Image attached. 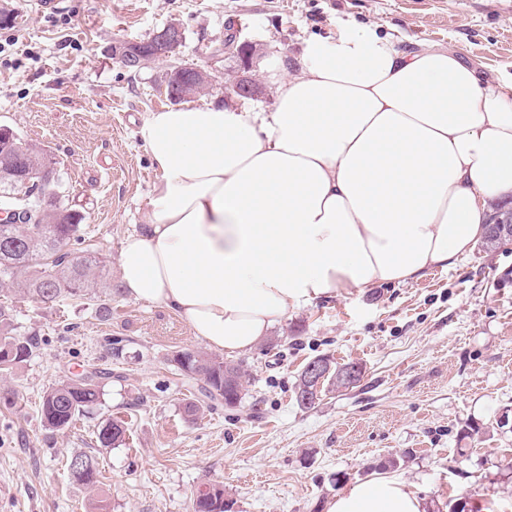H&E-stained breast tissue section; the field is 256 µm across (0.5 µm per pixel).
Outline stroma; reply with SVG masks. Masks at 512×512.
Returning <instances> with one entry per match:
<instances>
[{"label": "stroma", "mask_w": 512, "mask_h": 512, "mask_svg": "<svg viewBox=\"0 0 512 512\" xmlns=\"http://www.w3.org/2000/svg\"><path fill=\"white\" fill-rule=\"evenodd\" d=\"M0 126L47 150L58 193L84 216V237L102 247L117 278L124 239L140 231L160 173L137 135L148 113L170 107L164 77L199 66L212 78L196 105L238 104L227 87L260 85L253 108L271 111L274 74L308 39L359 23L399 35L411 51L447 45L483 80L512 77V0H0ZM184 42L133 74L114 42H141L168 22ZM254 49L250 69L241 46ZM43 304L0 293L15 334L34 340L25 361L0 371L15 394L0 405V512H191L198 488L223 484L233 512H326L350 485L393 468L427 512L466 500L512 512V243L476 244L449 270L406 283L352 288L291 312L269 342L239 355L247 385L238 406L185 412L197 390L172 365L180 349H202L171 308L114 294ZM354 361V388L324 387L300 409L294 388L319 356ZM112 371L101 401L71 426L49 431L41 398L84 372ZM124 442L101 447L110 419ZM92 456L91 490L70 476L71 455Z\"/></svg>", "instance_id": "stroma-1"}]
</instances>
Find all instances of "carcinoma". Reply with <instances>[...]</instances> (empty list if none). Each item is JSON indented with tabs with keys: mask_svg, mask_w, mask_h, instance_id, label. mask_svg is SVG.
I'll return each mask as SVG.
<instances>
[{
	"mask_svg": "<svg viewBox=\"0 0 512 512\" xmlns=\"http://www.w3.org/2000/svg\"><path fill=\"white\" fill-rule=\"evenodd\" d=\"M18 145L23 147L25 164L48 167L52 179L47 182V187H57L55 162L43 148L25 143L18 136L11 139L6 135L0 139V156H16ZM15 184L11 170H3L0 200L19 192L23 198L12 199L14 207L20 210L19 221L0 223V291L19 293L42 303H54L67 295L84 297L99 292L112 295V282L104 273V254L79 235L83 215L62 203L58 204L56 212L44 215L39 210L42 188L34 184L21 192ZM30 352V340L14 335L9 329L6 313L0 310V370L24 361ZM171 362L188 376L203 381L201 395L207 401L222 399L229 407L239 401L235 387L224 388V374H233L236 387H244L245 370L241 365L191 349L174 352ZM332 366L333 371L325 383L338 391L355 387L342 379L349 364L334 362ZM99 378L101 374L95 371L47 389L41 401L44 426L49 430H62L80 412L96 405L100 400ZM125 433L124 422L115 420L101 428L98 440L103 447H114L123 441ZM72 459L84 463L83 470L70 471L74 481L95 487L98 471L94 459L85 453L75 454ZM233 506L234 502L224 496V486L207 484L196 492L192 512H232Z\"/></svg>",
	"mask_w": 512,
	"mask_h": 512,
	"instance_id": "1",
	"label": "carcinoma"
}]
</instances>
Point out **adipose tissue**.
<instances>
[{
  "mask_svg": "<svg viewBox=\"0 0 512 512\" xmlns=\"http://www.w3.org/2000/svg\"><path fill=\"white\" fill-rule=\"evenodd\" d=\"M352 24L310 38L273 111L187 105L138 134L162 173L122 243L128 297L174 308L207 347H256L290 311L347 288L450 269L512 196V81L480 82L440 44ZM326 512H427L396 477Z\"/></svg>",
  "mask_w": 512,
  "mask_h": 512,
  "instance_id": "adipose-tissue-1",
  "label": "adipose tissue"
}]
</instances>
